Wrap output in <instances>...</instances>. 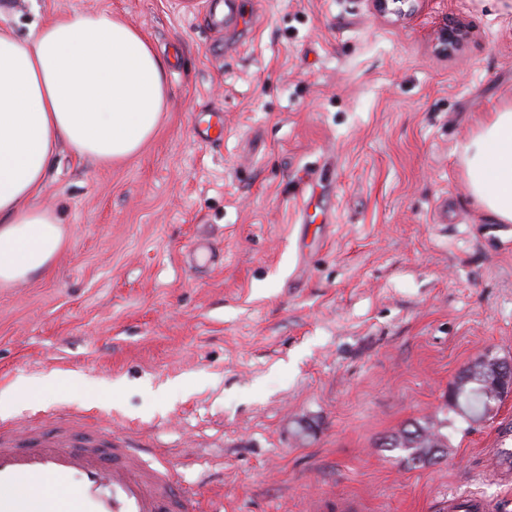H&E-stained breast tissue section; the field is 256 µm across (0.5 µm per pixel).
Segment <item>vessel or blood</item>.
Wrapping results in <instances>:
<instances>
[{
	"mask_svg": "<svg viewBox=\"0 0 512 512\" xmlns=\"http://www.w3.org/2000/svg\"><path fill=\"white\" fill-rule=\"evenodd\" d=\"M176 471L169 456L82 414L0 422V512H204ZM448 512H512V498L454 494Z\"/></svg>",
	"mask_w": 512,
	"mask_h": 512,
	"instance_id": "1",
	"label": "vessel or blood"
}]
</instances>
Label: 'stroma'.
Returning <instances> with one entry per match:
<instances>
[{"instance_id": "stroma-1", "label": "stroma", "mask_w": 512, "mask_h": 512, "mask_svg": "<svg viewBox=\"0 0 512 512\" xmlns=\"http://www.w3.org/2000/svg\"><path fill=\"white\" fill-rule=\"evenodd\" d=\"M62 10L141 30L167 109L127 161L51 160L55 273L0 288V397L34 392L9 420L112 417L223 512L502 494L481 475L512 397L431 462L385 443L476 358L512 360V223L485 216L461 154L512 102V0L402 19L368 0H0V29L28 39ZM449 19L467 37L447 56Z\"/></svg>"}]
</instances>
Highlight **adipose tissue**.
Here are the masks:
<instances>
[{
    "label": "adipose tissue",
    "mask_w": 512,
    "mask_h": 512,
    "mask_svg": "<svg viewBox=\"0 0 512 512\" xmlns=\"http://www.w3.org/2000/svg\"><path fill=\"white\" fill-rule=\"evenodd\" d=\"M166 63L110 12L62 14L33 38L0 31V288L53 272L65 232L34 205L60 143L109 166L160 126ZM471 192L488 218L512 223V104L463 144Z\"/></svg>",
    "instance_id": "1"
}]
</instances>
